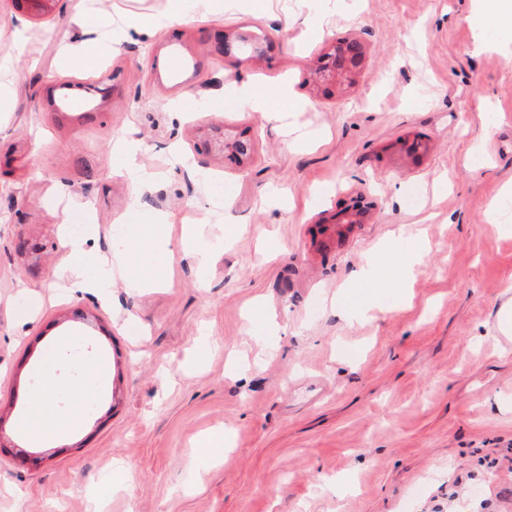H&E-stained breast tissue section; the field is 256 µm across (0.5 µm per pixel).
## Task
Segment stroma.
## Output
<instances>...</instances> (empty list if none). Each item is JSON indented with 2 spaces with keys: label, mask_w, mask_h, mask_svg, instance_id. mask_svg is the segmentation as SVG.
Wrapping results in <instances>:
<instances>
[{
  "label": "stroma",
  "mask_w": 512,
  "mask_h": 512,
  "mask_svg": "<svg viewBox=\"0 0 512 512\" xmlns=\"http://www.w3.org/2000/svg\"><path fill=\"white\" fill-rule=\"evenodd\" d=\"M82 2L118 23L168 6L0 0V512H512V337L493 335L512 289V20L484 38L482 0H336L308 34L291 23L308 0L192 4L72 67ZM220 30L266 59L213 53ZM338 39L366 62L327 97L311 68ZM245 83L287 85L304 139L241 106ZM218 125L251 138L248 159L197 153ZM126 134L153 175L138 189L112 152ZM360 196L368 220L337 223ZM161 214L171 287L68 296L62 228L107 258L114 227ZM417 234L410 280L352 287ZM258 304L277 335L250 326ZM72 348L97 372L63 367ZM48 362L57 400L93 392L74 428L30 441L16 425Z\"/></svg>",
  "instance_id": "35a3bbf8"
}]
</instances>
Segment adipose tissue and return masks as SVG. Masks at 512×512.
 Listing matches in <instances>:
<instances>
[{
  "label": "adipose tissue",
  "instance_id": "1",
  "mask_svg": "<svg viewBox=\"0 0 512 512\" xmlns=\"http://www.w3.org/2000/svg\"><path fill=\"white\" fill-rule=\"evenodd\" d=\"M77 26L82 34L79 43L70 46L65 60L68 65L85 63L100 42L106 25L94 12L80 13ZM167 234L165 222L139 224L126 236L121 248L115 249L111 261L101 263L97 279H88L84 267L88 257L81 238L64 234L62 246L75 259L69 270V288L73 294L91 291H103L112 284L113 271H121L135 288H158L164 285ZM425 244L416 238L402 245L387 244L381 255L370 258L364 265V271L372 283H389L403 279L413 273L424 254ZM59 378L52 366H44L40 371V380L33 386L27 398L24 417V430L31 439H38L47 422L61 426L71 425L73 418L67 409L61 408L56 401Z\"/></svg>",
  "mask_w": 512,
  "mask_h": 512
}]
</instances>
